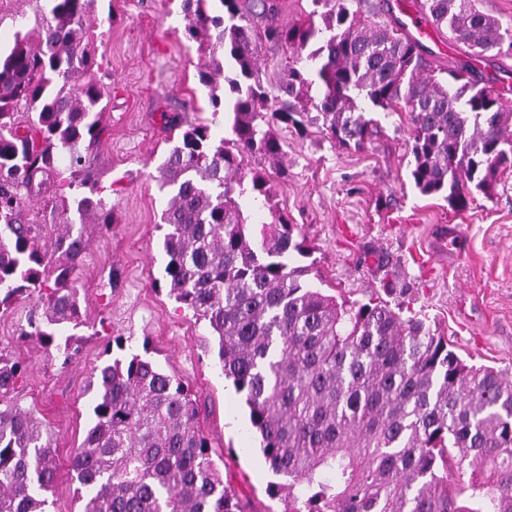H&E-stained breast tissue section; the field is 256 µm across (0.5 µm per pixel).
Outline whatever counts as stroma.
Segmentation results:
<instances>
[{"label": "stroma", "instance_id": "stroma-1", "mask_svg": "<svg viewBox=\"0 0 512 512\" xmlns=\"http://www.w3.org/2000/svg\"><path fill=\"white\" fill-rule=\"evenodd\" d=\"M97 13L105 21L97 46L110 91L103 132L87 157L110 193L114 221L94 237L77 271L78 359L62 364L55 349L21 338L36 297L0 307V353L26 367L19 402L56 440L50 512H81L69 463L92 422L86 377L122 352L147 354L188 384L214 463L250 512H285L286 501L268 493L275 476L242 394L222 374L214 337L169 296L164 278L160 217L168 197L158 169L177 140L173 124L212 120L182 0H98ZM294 57L288 46L260 42L261 80L271 96ZM474 66L481 86L512 103V50L488 52ZM379 126L358 149L314 125L302 133L283 127L282 160L259 156L248 165L269 175L275 209L311 247L315 287L364 302L391 286L390 302H405L462 359L512 371V169L498 171L490 194L456 211L414 188L406 114Z\"/></svg>", "mask_w": 512, "mask_h": 512}]
</instances>
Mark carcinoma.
<instances>
[{
    "instance_id": "obj_1",
    "label": "carcinoma",
    "mask_w": 512,
    "mask_h": 512,
    "mask_svg": "<svg viewBox=\"0 0 512 512\" xmlns=\"http://www.w3.org/2000/svg\"><path fill=\"white\" fill-rule=\"evenodd\" d=\"M33 25L0 53V306L37 295L21 335L53 346L63 363L80 348L62 328L83 325L75 272L94 233L110 227L80 147L101 135L105 84L93 18L97 0H22ZM332 4L309 22L255 33L239 0H183L189 38L213 114H233L232 138L206 123L184 129L159 168L169 294L218 340L224 377L245 397L251 428L281 478L288 512H474L457 505L448 470L470 468L485 512H512V378L464 363L424 319L380 295L338 302L314 287L311 250L283 213L252 224L238 199L268 209L272 188L245 158H279L272 127L321 124L341 147H362L377 120L407 113L411 181L454 210L512 167V107L478 87L471 65L448 78L425 72L417 39L399 21L363 16V0ZM467 57L502 50L497 19L476 0H419ZM320 16L316 24L314 16ZM315 74L288 63L272 99L259 76L258 42L305 50ZM322 87L313 98V84ZM316 110L309 116L308 107ZM69 158L67 171L58 157ZM49 194L61 224L25 219L33 192ZM20 364L0 353V512H48L58 478L52 435L12 394ZM93 422L70 460L81 512H246L224 486L189 388L139 354L91 369Z\"/></svg>"
}]
</instances>
